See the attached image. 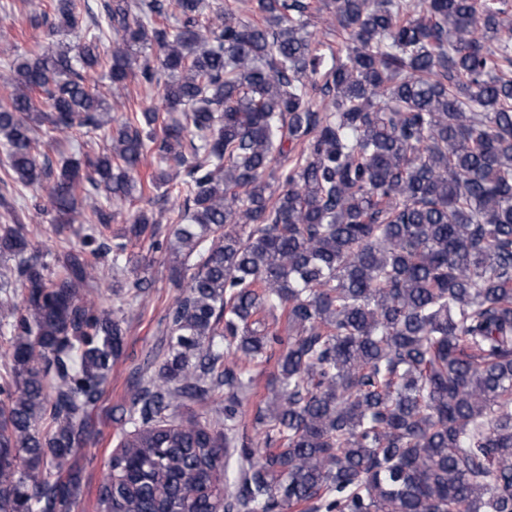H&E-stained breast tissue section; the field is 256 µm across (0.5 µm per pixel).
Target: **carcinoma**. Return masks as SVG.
Segmentation results:
<instances>
[{
    "instance_id": "obj_1",
    "label": "carcinoma",
    "mask_w": 512,
    "mask_h": 512,
    "mask_svg": "<svg viewBox=\"0 0 512 512\" xmlns=\"http://www.w3.org/2000/svg\"><path fill=\"white\" fill-rule=\"evenodd\" d=\"M258 8L263 25L222 6L204 20L202 0H52L30 23L76 41L0 71V183L44 192L53 221L106 227L114 203L178 177L186 191L48 257L28 250L30 214L0 201L19 376L0 383V512L78 505L76 453L152 280L110 307L83 291L104 265L126 275L147 239L177 273L197 263L164 317L166 359L130 393L98 512H512V21L488 0H323L347 35L329 61L308 0ZM100 70L115 102L137 77L169 118L131 112L105 152L56 163L38 131L102 129ZM288 140L301 150L276 194L264 175ZM276 348L244 442L251 368Z\"/></svg>"
}]
</instances>
